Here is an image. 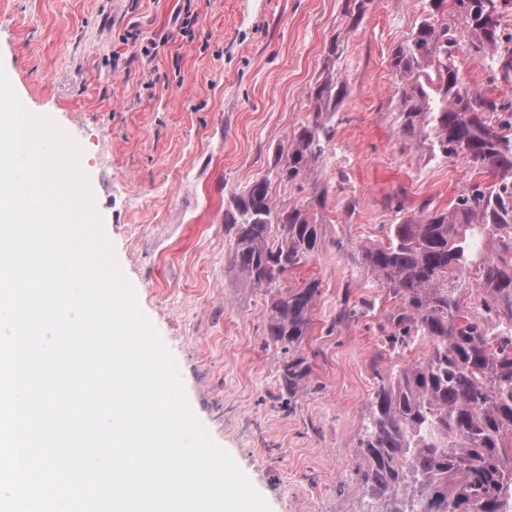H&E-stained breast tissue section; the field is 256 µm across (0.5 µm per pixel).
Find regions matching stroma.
Masks as SVG:
<instances>
[{"label":"stroma","mask_w":512,"mask_h":512,"mask_svg":"<svg viewBox=\"0 0 512 512\" xmlns=\"http://www.w3.org/2000/svg\"><path fill=\"white\" fill-rule=\"evenodd\" d=\"M344 0H0V66L23 105L82 147L95 206L143 312L174 356L189 405L271 512H365L352 482L356 442L377 386L372 362L420 359V341L387 353L378 326L396 301L350 258L386 239L393 207L447 208L480 175L402 142L391 101L392 49L423 0H371L358 30ZM198 15L193 39L173 25ZM138 29L139 41L128 38ZM167 37L155 57L141 43ZM348 95L336 137L311 177L328 186L325 243L288 286L320 294L300 347L310 371L281 394V349L266 342L268 296L233 264V195L268 175L308 116L326 48ZM366 300L333 325L343 294Z\"/></svg>","instance_id":"stroma-1"}]
</instances>
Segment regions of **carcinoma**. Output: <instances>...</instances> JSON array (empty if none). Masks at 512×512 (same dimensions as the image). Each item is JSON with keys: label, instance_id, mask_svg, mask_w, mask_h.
<instances>
[{"label": "carcinoma", "instance_id": "obj_1", "mask_svg": "<svg viewBox=\"0 0 512 512\" xmlns=\"http://www.w3.org/2000/svg\"><path fill=\"white\" fill-rule=\"evenodd\" d=\"M370 0H344L352 30ZM424 16L397 46L393 100L404 140L427 145L444 162L461 161L491 182L466 185L444 210L432 202L406 215L397 204L387 243L349 251L399 301L378 325L394 354L417 340L422 359L373 366L378 386L359 438L357 489L375 512H508L512 500V101L460 78L459 53L484 61L488 82L512 83V32L500 0H424ZM343 47L331 39L310 88L306 121L293 132L271 173L302 184L336 136L334 115L348 95L336 72ZM329 189L283 208L269 178L252 180L224 213L235 230V268L269 296L267 342L288 352L307 335L319 282L284 279L324 242L320 224ZM357 315L345 292L334 323ZM307 359L280 365L283 389H294Z\"/></svg>", "mask_w": 512, "mask_h": 512}]
</instances>
